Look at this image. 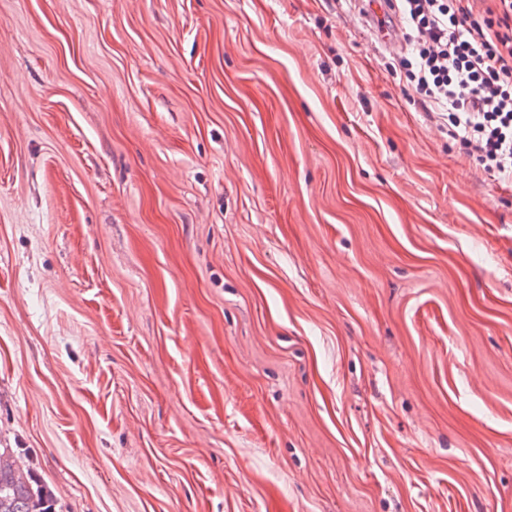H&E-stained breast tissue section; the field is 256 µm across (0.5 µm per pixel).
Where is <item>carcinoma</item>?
I'll use <instances>...</instances> for the list:
<instances>
[{
    "instance_id": "carcinoma-1",
    "label": "carcinoma",
    "mask_w": 512,
    "mask_h": 512,
    "mask_svg": "<svg viewBox=\"0 0 512 512\" xmlns=\"http://www.w3.org/2000/svg\"><path fill=\"white\" fill-rule=\"evenodd\" d=\"M0 512H56V499L17 448L0 447Z\"/></svg>"
}]
</instances>
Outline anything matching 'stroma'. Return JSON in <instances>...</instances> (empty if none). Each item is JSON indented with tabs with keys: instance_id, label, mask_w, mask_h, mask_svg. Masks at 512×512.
Wrapping results in <instances>:
<instances>
[{
	"instance_id": "obj_1",
	"label": "stroma",
	"mask_w": 512,
	"mask_h": 512,
	"mask_svg": "<svg viewBox=\"0 0 512 512\" xmlns=\"http://www.w3.org/2000/svg\"><path fill=\"white\" fill-rule=\"evenodd\" d=\"M358 0H0V444L59 512H512V183Z\"/></svg>"
}]
</instances>
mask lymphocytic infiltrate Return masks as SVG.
<instances>
[{"label": "lymphocytic infiltrate", "mask_w": 512, "mask_h": 512, "mask_svg": "<svg viewBox=\"0 0 512 512\" xmlns=\"http://www.w3.org/2000/svg\"><path fill=\"white\" fill-rule=\"evenodd\" d=\"M412 52L400 57L423 106L497 180L512 181V0H390Z\"/></svg>", "instance_id": "1"}]
</instances>
